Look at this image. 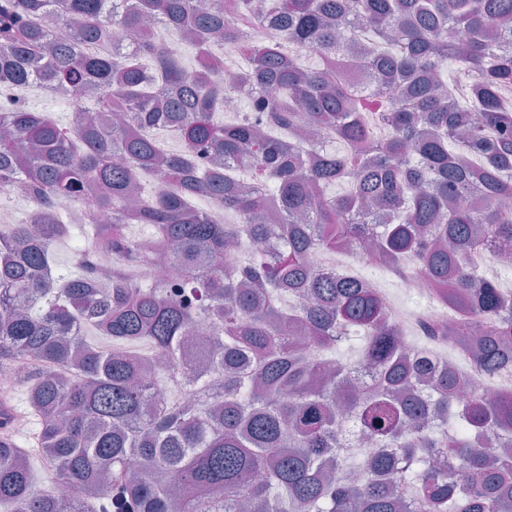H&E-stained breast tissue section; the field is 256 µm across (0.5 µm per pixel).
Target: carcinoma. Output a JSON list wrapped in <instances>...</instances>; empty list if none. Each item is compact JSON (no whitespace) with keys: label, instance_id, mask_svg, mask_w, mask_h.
<instances>
[{"label":"carcinoma","instance_id":"obj_1","mask_svg":"<svg viewBox=\"0 0 512 512\" xmlns=\"http://www.w3.org/2000/svg\"><path fill=\"white\" fill-rule=\"evenodd\" d=\"M148 20L199 47L198 68L182 69ZM263 24L322 67L251 42ZM359 24L385 50L344 44ZM114 25L139 32L135 51L82 50ZM214 36L251 58L240 84L253 112L235 124L213 120ZM449 61L467 74L462 96L440 91ZM38 81L99 104L77 107L72 136L18 101L0 112V189L23 180L37 204L32 222L0 225V365L28 361L34 421L0 442L4 512H512V393L461 397L462 380L401 345L377 289L308 262L372 240L363 261L425 278L454 311L426 335L489 378L512 376V293L464 264L477 249L512 253V211L497 204L512 199V0H0V88ZM159 120L184 153L155 143ZM307 120L345 150L269 134ZM481 151L493 168L471 166ZM221 158L251 168L248 189L211 171ZM140 171L169 187L131 207ZM347 180L348 194L326 196ZM55 195L77 198L94 239L75 276L53 271L69 232ZM129 224L154 232L130 239ZM238 241L265 247L224 264ZM203 321L211 334L195 340ZM89 327L161 352L175 397L152 395L150 354L105 350ZM355 337L356 358L339 360ZM39 462L84 496L35 493Z\"/></svg>","mask_w":512,"mask_h":512}]
</instances>
